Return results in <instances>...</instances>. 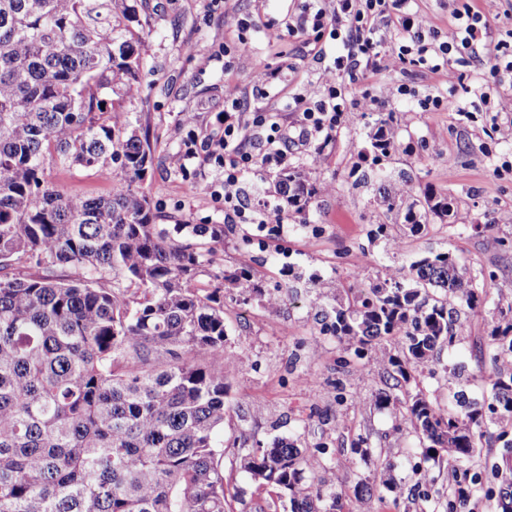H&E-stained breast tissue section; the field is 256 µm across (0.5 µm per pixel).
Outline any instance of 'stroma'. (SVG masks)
Here are the masks:
<instances>
[{
  "mask_svg": "<svg viewBox=\"0 0 512 512\" xmlns=\"http://www.w3.org/2000/svg\"><path fill=\"white\" fill-rule=\"evenodd\" d=\"M128 2L136 9L133 27L144 34L147 53L141 91L124 99L122 110L130 120L149 126L154 155L139 187L157 223H223L222 169L200 157L187 160L182 169L170 162L184 151L188 131L201 138L221 134L225 83H235L244 97H251L256 84L253 62L262 59L279 77L261 105L281 113L291 135H298L300 114L293 97L307 81L324 74L316 50L324 49L330 60L345 48L326 35L289 33L287 25L302 13L305 0H237L241 15L252 20L242 36L225 27L209 0ZM476 5L494 24L476 41L460 83L448 87L427 66L405 63L348 85L347 104L367 90L387 98L386 110L351 113L349 122L331 136L292 148L289 166L309 170L317 187L306 211L289 215L283 234L262 241L256 238V225H230L217 248L215 259L225 269L252 264L266 288L283 290L273 307L256 299L246 305L224 303V358L231 385L227 402L241 409L244 428L261 442L295 435L298 417L333 404L324 380L336 364V340L320 335L305 291L287 292L290 276L316 277L344 300L349 289L366 288L383 278L387 267L427 252L452 253L467 267L473 289L486 288L492 294L490 303L462 315L466 334L459 350L471 373L479 370L475 345L496 323L494 302L512 303V249L499 245L500 240H512V112L483 111L470 92L475 83L490 78L486 60L494 53L501 28H512V0H477ZM402 84L412 88V95L398 94ZM426 95L447 98L449 108L424 111L420 99ZM382 123L393 146L378 157L371 137ZM315 150L327 158L318 168L311 164ZM372 166L388 177L409 174L417 192L448 196L453 217L444 222L428 217L426 228L403 236L400 248L379 240L372 244V256L363 257L359 246L367 242L371 225L386 221L376 186L355 177L356 171ZM48 175L61 191L88 197L108 195L125 180L116 166L104 174L56 165ZM489 270L497 278L487 286L481 274ZM383 370L375 355L354 372L357 401L343 416L398 457L408 435L394 431L393 416L374 406ZM322 438L330 444L332 490L341 504L358 503L359 482L374 480L371 468L342 447L336 429L326 430Z\"/></svg>",
  "mask_w": 512,
  "mask_h": 512,
  "instance_id": "obj_1",
  "label": "stroma"
}]
</instances>
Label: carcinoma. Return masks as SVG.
I'll list each match as a JSON object with an SVG mask.
<instances>
[{
	"label": "carcinoma",
	"instance_id": "obj_1",
	"mask_svg": "<svg viewBox=\"0 0 512 512\" xmlns=\"http://www.w3.org/2000/svg\"><path fill=\"white\" fill-rule=\"evenodd\" d=\"M132 20L126 0H0V512H231L225 462L287 498L290 512H335L325 493L329 443L301 448V436L249 447L232 426L224 375V293L273 307L248 265H214L222 224H157L146 194L133 187L153 163L149 132L126 130L107 98H130L142 81L144 37L114 24ZM126 183L107 197L70 195L46 176L53 165L108 169ZM393 223L368 238L392 244L395 230L418 233L448 198L424 193L403 173L377 188ZM287 210L302 213L316 187L302 169L274 183ZM478 301L448 252L395 267L349 305L320 307L324 287L311 280L320 332L339 343L326 384L336 405L350 401L351 372L380 341L386 390L376 405L401 414L413 443L402 462L448 447L469 463L494 436L512 449V306L476 357L495 374L491 398L448 389V407L418 387L420 378L461 375L453 362L464 324L449 298ZM448 349V363L430 366ZM320 426L343 424L321 411ZM351 453L384 473L395 463L373 452L372 435L351 432ZM479 488L462 480L435 490L457 512Z\"/></svg>",
	"mask_w": 512,
	"mask_h": 512
}]
</instances>
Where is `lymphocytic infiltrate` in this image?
I'll list each match as a JSON object with an SVG mask.
<instances>
[{"label": "lymphocytic infiltrate", "mask_w": 512, "mask_h": 512, "mask_svg": "<svg viewBox=\"0 0 512 512\" xmlns=\"http://www.w3.org/2000/svg\"><path fill=\"white\" fill-rule=\"evenodd\" d=\"M324 7L321 0H310L305 10L289 25L292 33L313 31L330 32L344 36L346 54L333 60L332 81L308 82L295 99L301 114L298 136H290L278 113L257 107L246 112L237 85H224V133L216 139H190L183 154L174 157L176 165L205 152L208 159L224 170V221L228 224L269 223L284 224L288 218L285 209L259 201L254 209H246L240 199L238 184L254 166L282 165L293 140L307 141L336 132L349 118L350 111L380 112L385 107L383 97L361 92L354 106H347L342 97L344 79H356L358 73L386 70L405 63L408 55H416L418 62H430L434 73L448 84L459 82L457 57L473 50L482 31L491 26L488 16L475 11L471 5L453 11L447 31H439L432 18L410 10V0H331ZM398 26L408 34L411 45L399 49L384 48L379 26L382 22ZM261 127L267 135L262 154L255 155L246 148L249 128Z\"/></svg>", "instance_id": "lymphocytic-infiltrate-1"}]
</instances>
